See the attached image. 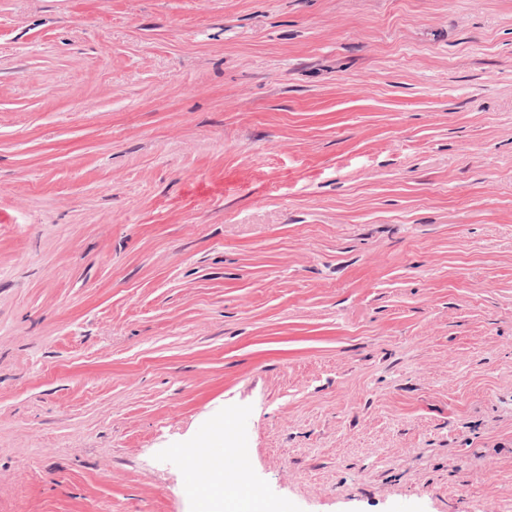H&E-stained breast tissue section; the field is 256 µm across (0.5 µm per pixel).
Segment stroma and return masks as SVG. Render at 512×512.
Segmentation results:
<instances>
[{
	"mask_svg": "<svg viewBox=\"0 0 512 512\" xmlns=\"http://www.w3.org/2000/svg\"><path fill=\"white\" fill-rule=\"evenodd\" d=\"M512 502V0H0V512ZM235 448H238L237 452L231 456L224 455L223 450L213 448H201L194 453L180 448L178 452L187 459L186 467L191 478V490L197 489L198 480L213 470L229 472L235 476L236 480L247 477L250 470V450ZM235 448H232V452ZM239 488L241 487L237 481L232 480L227 473L215 471L204 479L201 490L213 500L225 503L226 512H231L235 509L233 503Z\"/></svg>",
	"mask_w": 512,
	"mask_h": 512,
	"instance_id": "35a3bbf8",
	"label": "stroma"
}]
</instances>
